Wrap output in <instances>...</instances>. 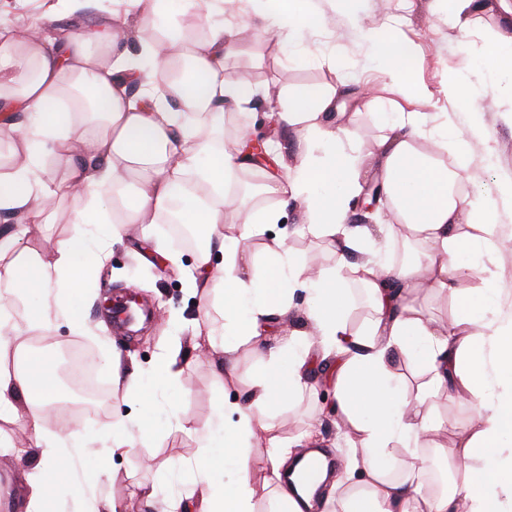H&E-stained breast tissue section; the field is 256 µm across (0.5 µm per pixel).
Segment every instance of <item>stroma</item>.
Here are the masks:
<instances>
[{
  "mask_svg": "<svg viewBox=\"0 0 512 512\" xmlns=\"http://www.w3.org/2000/svg\"><path fill=\"white\" fill-rule=\"evenodd\" d=\"M309 15H321L328 23L307 26L297 43L288 38L270 43L245 31L240 50L227 57L224 77L234 80L241 73L253 76L255 97L240 113L224 119V147L244 149L239 140V115H257L268 97L297 85L317 88L345 85L340 110L343 123L356 131L349 149L362 162L374 161L375 144L384 135L377 115L404 109L429 112L441 120L470 123L487 136L493 150L485 163L482 179L473 189L488 200L499 222L507 249L483 257L480 274L465 283L471 295H479L486 282L502 280L512 285V196L503 192L512 185V74L490 78L487 56L488 33L504 26V13L498 0H486L484 11L475 14L468 29H460L448 15L446 0H302ZM54 10L64 32H84L100 17L111 16L113 0H88L76 6L74 0H0V27L22 28L41 22L46 10ZM395 35L416 48L412 82L417 89L410 102H401L386 85L385 68L375 58L368 41L369 32ZM286 244L299 262L331 267L333 249L315 238L303 225L295 206L285 209ZM72 216L66 202H59L49 223L29 227V241L46 256H53L59 243L72 231ZM123 244L114 246L106 264L86 278L87 300H74L73 308L88 325L90 335L72 334L66 325L50 331L30 332V339H45L42 352L53 368H60L56 350L81 345L98 362L104 383L112 381V356L120 354L122 367H135L139 381L128 394L111 397L101 413L76 423L85 451L74 458L73 480L61 484L52 501L51 512H106L103 498L112 496L122 512H164L165 501L186 496L193 488L192 473L185 462L218 468V458H203L198 452L195 430L210 427L213 414L225 398L235 397L258 374L260 362L249 348H241L234 364V385L220 384L211 373V354L203 348L194 352L178 378L164 383L158 354L165 348L186 350L191 336L197 335L210 299L191 293L185 272L191 269L196 253L182 250L179 266L155 253L152 244L141 242L140 227L119 225ZM135 291L163 314L150 320L141 332L117 333L102 305L109 294ZM333 391L319 386L317 395L305 396L278 409L274 424L286 442L312 432L313 447L322 449L328 459L346 447L348 439L341 421L331 411ZM441 427L433 439L438 445L440 463L453 459L459 433L474 427L468 400L441 394L433 401ZM136 414L138 429L135 445L126 453L112 450L108 432L118 415ZM187 419L190 430H182L178 419ZM16 453L0 455V512H16L26 489L24 472L35 452L34 432L25 421L13 426ZM153 484L159 500L145 502L138 488Z\"/></svg>",
  "mask_w": 512,
  "mask_h": 512,
  "instance_id": "stroma-1",
  "label": "stroma"
}]
</instances>
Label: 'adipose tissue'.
Wrapping results in <instances>:
<instances>
[{"label": "adipose tissue", "mask_w": 512, "mask_h": 512, "mask_svg": "<svg viewBox=\"0 0 512 512\" xmlns=\"http://www.w3.org/2000/svg\"><path fill=\"white\" fill-rule=\"evenodd\" d=\"M125 13L139 48L128 52V38L116 19H98L74 38L34 37L20 41L0 31V131L10 134L11 153L0 162V420L25 419L33 428L39 460L25 472L24 512H46L58 486L72 477L68 436L41 424L56 400L59 379L41 356L22 369L9 366L18 337L49 329L67 319L72 330L85 323L68 308L82 292L87 273L103 266L120 240L115 227L136 224L153 239L157 219L178 210L181 223L193 225L206 246L196 255L188 282L203 297L224 294V314L211 322L213 376L223 379L234 367L240 345L247 344L261 370L240 400L215 412L218 427L234 438L226 473L207 467L193 471L188 512H257L268 498L273 512H300L282 487L281 471L294 450L275 432L274 411L311 389V372L324 368L336 415L351 436L345 464L325 483L316 504L325 512H512V448L502 447L512 432V316H500L502 282L485 286L481 315H473L472 297L462 279L477 264L461 263V243L492 253L503 248L488 203L469 188L470 169L480 144L475 130H448L421 112H398L376 144L378 179L395 204L402 227L405 258L375 247L368 227L350 224L351 201L362 190V169L347 152L354 131L334 116L339 88L297 86L283 92L275 112L280 127L297 132L294 164L286 180L264 185L267 195L291 197L316 238L332 245L336 265L311 269L290 252L283 236L270 237L264 256L231 244L219 227L224 210L240 206L227 189L246 167L243 153L221 148L224 115L252 95L243 83L224 78L226 58L238 49L249 25L240 16L233 25H211V0H179L180 14L204 23L203 38L184 41L169 52L164 0H126ZM376 55L388 60L389 84L401 96L413 92L410 66L415 47L406 41L374 40ZM450 144L452 162L422 151L421 141ZM327 160L315 163L312 145ZM64 167L60 186L43 179L44 163ZM136 177L133 204L119 189ZM194 184L188 192L186 184ZM112 200L113 229L89 236L87 219L104 198ZM66 200L77 225L54 258H45L25 242L28 227L47 223L58 200ZM361 252L360 262L347 260ZM224 264L211 265L213 253ZM367 292L371 313L361 330L347 321L344 280ZM428 288L435 297H453L456 312L445 321L413 306L409 297ZM310 305L296 306L294 290ZM39 296L28 310L27 296ZM278 331L269 346L270 331ZM414 353L428 379L415 397L405 396L392 374L395 355ZM491 385L497 399L484 398ZM471 401L477 425L459 436L456 452L466 469L460 487L442 491L423 468L404 465L390 471L384 461L394 442L415 450L429 448L433 429L429 401L437 393ZM265 437L263 458L251 441Z\"/></svg>", "instance_id": "ef3b65f1"}]
</instances>
